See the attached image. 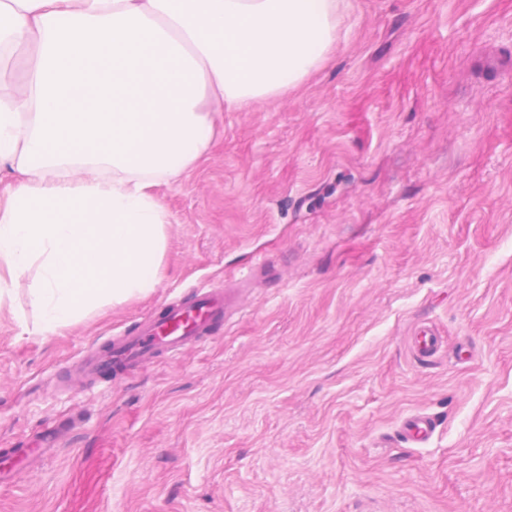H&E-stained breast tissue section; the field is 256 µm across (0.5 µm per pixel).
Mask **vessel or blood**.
Masks as SVG:
<instances>
[{
  "mask_svg": "<svg viewBox=\"0 0 512 512\" xmlns=\"http://www.w3.org/2000/svg\"><path fill=\"white\" fill-rule=\"evenodd\" d=\"M245 305L243 294L228 289H193L183 300L163 303L159 312L141 318L132 331L110 337L105 346L90 351L82 361V372L121 381L153 367L159 359L180 357L205 346ZM442 345L437 331L425 324L411 339L413 352L423 362L433 359ZM439 425L436 416L412 412L402 418L398 433L405 442L420 448L431 441Z\"/></svg>",
  "mask_w": 512,
  "mask_h": 512,
  "instance_id": "1",
  "label": "vessel or blood"
}]
</instances>
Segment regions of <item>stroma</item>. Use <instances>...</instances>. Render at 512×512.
<instances>
[{
    "label": "stroma",
    "instance_id": "35a3bbf8",
    "mask_svg": "<svg viewBox=\"0 0 512 512\" xmlns=\"http://www.w3.org/2000/svg\"><path fill=\"white\" fill-rule=\"evenodd\" d=\"M296 92L214 113L150 296L31 335L0 301V512H512V0H352ZM263 273H256L258 261ZM199 286L240 289L220 338L83 394L61 368ZM421 321L447 339L410 355ZM415 410L430 444L399 440ZM439 426L440 421L436 416L412 412L402 418L398 433L405 442L420 448L431 441Z\"/></svg>",
    "mask_w": 512,
    "mask_h": 512
}]
</instances>
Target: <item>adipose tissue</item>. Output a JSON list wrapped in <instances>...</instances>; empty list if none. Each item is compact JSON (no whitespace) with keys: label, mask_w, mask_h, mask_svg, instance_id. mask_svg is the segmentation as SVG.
<instances>
[{"label":"adipose tissue","mask_w":512,"mask_h":512,"mask_svg":"<svg viewBox=\"0 0 512 512\" xmlns=\"http://www.w3.org/2000/svg\"><path fill=\"white\" fill-rule=\"evenodd\" d=\"M345 0H0V275L34 333L149 295L157 192L208 153L206 102L243 109L326 65ZM33 53L16 79L13 53Z\"/></svg>","instance_id":"obj_1"}]
</instances>
